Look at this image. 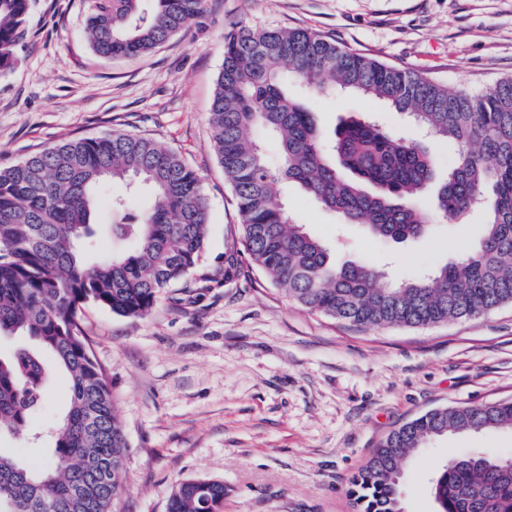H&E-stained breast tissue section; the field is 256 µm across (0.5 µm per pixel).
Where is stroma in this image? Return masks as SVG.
Segmentation results:
<instances>
[{"label":"stroma","mask_w":512,"mask_h":512,"mask_svg":"<svg viewBox=\"0 0 512 512\" xmlns=\"http://www.w3.org/2000/svg\"><path fill=\"white\" fill-rule=\"evenodd\" d=\"M87 0H30L29 37L0 78V166L55 144L106 132L141 135L199 173L210 211L203 257L144 317L94 305L79 320L107 371L127 442V490L116 512H167L184 479L224 482V512H356L350 480L393 428L442 407L512 401V304L427 327L358 329L309 311L259 270L224 267L241 249L242 218L213 147L211 107L224 39L241 28H301L451 91L512 77V0H202L201 14L151 53L110 59L93 48ZM331 133L353 113L425 144L438 173L456 149L428 137L384 102L345 91L311 97ZM283 202L337 262H366L400 281L454 260L486 216L439 220L404 244L367 236L296 187ZM69 394L52 372L31 438H0L27 461L48 455L45 435ZM512 455V430L431 441L403 469L407 512H435L436 463L460 454Z\"/></svg>","instance_id":"35a3bbf8"}]
</instances>
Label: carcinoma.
Returning a JSON list of instances; mask_svg holds the SVG:
<instances>
[{"mask_svg": "<svg viewBox=\"0 0 512 512\" xmlns=\"http://www.w3.org/2000/svg\"><path fill=\"white\" fill-rule=\"evenodd\" d=\"M202 0H88L87 29L109 58L144 55L185 29ZM29 0H0V78L27 36ZM296 80L319 97L329 88L378 99L432 137L456 146L436 181L428 148L352 116L325 140ZM211 124L214 149L242 217V255L297 304L350 326L424 327L512 303V77L455 91L342 48L300 28L241 27L224 42ZM280 145L272 166L251 130ZM299 186L345 224L395 242L431 231L420 200L463 224L488 211L482 238L428 274L386 282L373 266H338L329 248L288 213ZM114 188L107 225L123 248L96 254L98 196ZM149 189L147 208L130 188ZM210 214L200 175L177 153L121 133L71 139L0 168V338L29 344L0 355V434L25 437L45 394L48 363L71 381L66 412L50 432L51 455L23 463L0 453V512H111L126 489V441L106 369L78 321L93 304L128 318L149 313L164 289L196 268ZM512 429V401L438 408L393 429L352 478L360 512H403L399 469L452 432ZM436 512H512V458L463 456L438 467ZM221 481L177 483L168 512H224Z\"/></svg>", "mask_w": 512, "mask_h": 512, "instance_id": "carcinoma-1", "label": "carcinoma"}]
</instances>
